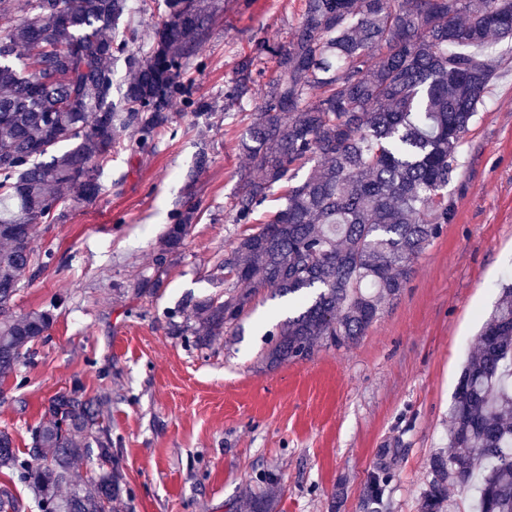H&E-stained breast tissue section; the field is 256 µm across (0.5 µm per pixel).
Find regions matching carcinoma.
Returning a JSON list of instances; mask_svg holds the SVG:
<instances>
[{"label": "carcinoma", "mask_w": 512, "mask_h": 512, "mask_svg": "<svg viewBox=\"0 0 512 512\" xmlns=\"http://www.w3.org/2000/svg\"><path fill=\"white\" fill-rule=\"evenodd\" d=\"M163 6L143 45L126 21L128 0H0V12L14 14L0 28V377L20 372L55 320L50 309L11 312L26 274L54 260L36 249L40 225L96 198L113 151L169 132L173 103L207 108L192 97L186 61L208 18L196 0ZM492 37L512 41V0H303L288 46L258 42L225 93L226 110L250 104L258 64L270 58L245 142L256 176L242 180L233 205V222L253 228L224 251V297L196 301L173 331L205 345L263 288L300 305L263 357L270 366L365 336L448 223L443 190L495 68L472 49ZM118 58L130 79L116 102ZM274 187L283 206L253 224ZM198 210L185 202L135 295L156 291ZM449 414L448 451L430 459L418 512H441L450 485L474 492L473 512H512V283L502 285ZM92 456L99 473L75 479ZM0 473L27 484L38 512H119L134 494L112 454L108 399L78 382L49 399L29 448L0 430ZM21 509L1 485L0 512Z\"/></svg>", "instance_id": "carcinoma-1"}]
</instances>
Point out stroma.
I'll list each match as a JSON object with an SVG mask.
<instances>
[{
	"instance_id": "35a3bbf8",
	"label": "stroma",
	"mask_w": 512,
	"mask_h": 512,
	"mask_svg": "<svg viewBox=\"0 0 512 512\" xmlns=\"http://www.w3.org/2000/svg\"><path fill=\"white\" fill-rule=\"evenodd\" d=\"M187 61L198 115L174 103L171 131L115 151L94 204L39 228L53 264L24 279L14 314L57 304L47 340L20 377L0 379V429L30 444L49 398L81 382L108 394L112 449L134 491L129 512H250L277 478L272 512H365L371 477L388 472L380 512H418L432 453L448 448V408L502 284L512 280V47L444 193L448 222L415 260L401 294L347 348L272 368L267 334L283 301L256 292L235 332L209 346L169 332L171 313L224 292L216 258L248 173L241 142L254 114L225 110L238 61L262 37L286 47L301 0H208ZM200 204L157 292L133 297L187 199Z\"/></svg>"
}]
</instances>
